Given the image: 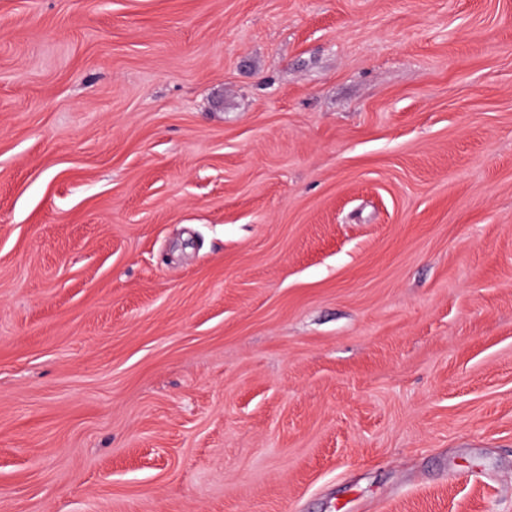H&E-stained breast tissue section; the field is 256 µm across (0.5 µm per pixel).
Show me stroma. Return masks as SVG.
I'll list each match as a JSON object with an SVG mask.
<instances>
[{"instance_id": "stroma-1", "label": "stroma", "mask_w": 512, "mask_h": 512, "mask_svg": "<svg viewBox=\"0 0 512 512\" xmlns=\"http://www.w3.org/2000/svg\"><path fill=\"white\" fill-rule=\"evenodd\" d=\"M0 512H512V0H0Z\"/></svg>"}]
</instances>
